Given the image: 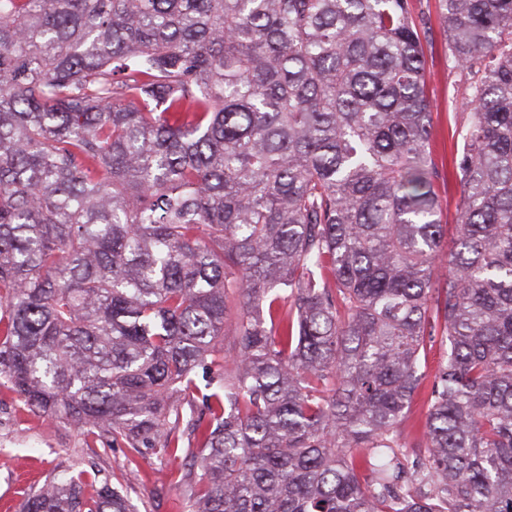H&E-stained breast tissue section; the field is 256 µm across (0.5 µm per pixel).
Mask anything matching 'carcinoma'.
<instances>
[{
	"mask_svg": "<svg viewBox=\"0 0 512 512\" xmlns=\"http://www.w3.org/2000/svg\"><path fill=\"white\" fill-rule=\"evenodd\" d=\"M0 0V386L189 455L190 512H512V0ZM439 346L414 461L399 425ZM19 512H139L60 466ZM417 12H423L427 26V78L433 100V153L442 174L447 176L452 155L461 151L458 135L463 122L465 78L448 64V45L444 41L443 21L438 0H415Z\"/></svg>",
	"mask_w": 512,
	"mask_h": 512,
	"instance_id": "carcinoma-1",
	"label": "carcinoma"
}]
</instances>
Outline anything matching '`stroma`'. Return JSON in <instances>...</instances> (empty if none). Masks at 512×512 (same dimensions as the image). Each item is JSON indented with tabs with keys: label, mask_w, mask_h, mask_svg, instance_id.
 <instances>
[{
	"label": "stroma",
	"mask_w": 512,
	"mask_h": 512,
	"mask_svg": "<svg viewBox=\"0 0 512 512\" xmlns=\"http://www.w3.org/2000/svg\"><path fill=\"white\" fill-rule=\"evenodd\" d=\"M427 22V78L433 100V153L440 170L461 150L465 79L448 63V46L438 0H415ZM95 465L102 475L120 481L124 454L89 448L76 428L18 410L12 394L0 390V512H18L26 494L41 490L59 464ZM139 480L127 493L140 512H189L187 496L176 483L182 461L166 463L153 454L139 461Z\"/></svg>",
	"instance_id": "stroma-1"
}]
</instances>
